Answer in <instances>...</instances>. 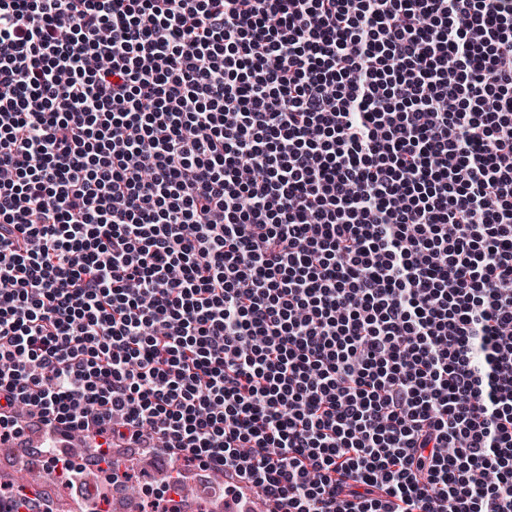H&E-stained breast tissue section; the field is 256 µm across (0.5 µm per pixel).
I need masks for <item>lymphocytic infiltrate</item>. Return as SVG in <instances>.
Masks as SVG:
<instances>
[{
	"label": "lymphocytic infiltrate",
	"instance_id": "1",
	"mask_svg": "<svg viewBox=\"0 0 512 512\" xmlns=\"http://www.w3.org/2000/svg\"><path fill=\"white\" fill-rule=\"evenodd\" d=\"M280 512H512V0H0V442Z\"/></svg>",
	"mask_w": 512,
	"mask_h": 512
}]
</instances>
